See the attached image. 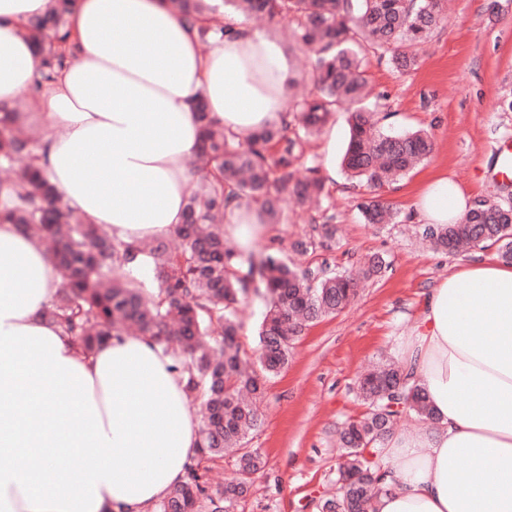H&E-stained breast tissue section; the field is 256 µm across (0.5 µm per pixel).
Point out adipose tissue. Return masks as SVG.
<instances>
[{"mask_svg": "<svg viewBox=\"0 0 512 512\" xmlns=\"http://www.w3.org/2000/svg\"><path fill=\"white\" fill-rule=\"evenodd\" d=\"M51 8L0 0V110L43 125L38 165L116 240L182 223L197 96L240 137L287 116L277 39L228 10L223 38L201 51L163 0H79L75 62L31 94L38 56L21 27ZM413 206L456 224L473 201L439 175ZM61 281L37 238L0 226V512H147L198 453L195 409L150 338L114 335L86 355L64 336L46 314ZM404 365L435 420L388 441L391 490L376 512H512V265H466L432 288Z\"/></svg>", "mask_w": 512, "mask_h": 512, "instance_id": "obj_1", "label": "adipose tissue"}]
</instances>
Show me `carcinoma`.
<instances>
[{"mask_svg":"<svg viewBox=\"0 0 512 512\" xmlns=\"http://www.w3.org/2000/svg\"><path fill=\"white\" fill-rule=\"evenodd\" d=\"M194 26L212 12L206 0H167ZM245 15L294 23L291 38L311 51L308 77L313 92L288 105L292 120L274 123L242 140L228 135L209 115L204 99L193 105L200 124L197 156L199 184L187 197L183 223L175 229L177 249L164 242L133 247L117 242L101 227L86 224L68 206L34 164L36 146L21 138L10 114L0 113V168L17 156L27 166L13 184L24 188L12 206H0V225L38 237L62 276L48 314L85 351L127 326L151 337L174 359L186 379L189 398L199 401V455L183 479L152 507V512H234L263 471L258 450L245 447L262 423L260 402L267 381L283 370L292 345L316 322L343 311L357 295V281L324 265H290L276 252L259 255L227 246L224 217L234 202L260 206L263 221H281V195L300 203L327 198L319 169L306 167L297 177L305 145L338 107L348 113L349 139L341 158L347 177L367 185L370 196L357 204L366 224L394 223L399 211L384 189L409 174L432 154L434 142L423 129L389 134L379 127L369 102L363 61L386 58L407 73L417 65L411 48L445 20L447 0H230ZM78 0H56L52 13L36 18L23 35L39 55L32 91L38 92L76 58L68 26ZM293 135H288V131ZM296 243L302 254L331 246L334 216ZM422 237L441 252L498 246L512 263V208L481 200L458 224L426 225ZM261 295L267 311L258 334L257 367L246 366L236 305L249 294ZM358 395L367 414L340 433L341 462L336 497L317 504L318 512H375L377 499L390 491L382 448L397 418L412 414L431 423L434 413L423 388L400 366L381 365L361 377ZM238 451L239 477L222 488L209 482V463L224 450Z\"/></svg>","mask_w":512,"mask_h":512,"instance_id":"cac0c4a2","label":"carcinoma"}]
</instances>
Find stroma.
<instances>
[{
	"label": "stroma",
	"mask_w": 512,
	"mask_h": 512,
	"mask_svg": "<svg viewBox=\"0 0 512 512\" xmlns=\"http://www.w3.org/2000/svg\"><path fill=\"white\" fill-rule=\"evenodd\" d=\"M415 70L400 74L370 61L367 77L380 95L394 131L428 130L432 155L385 193L399 210L397 224L362 223L356 205L365 188L346 180L340 158L349 128L345 113L308 148L329 192L338 228L335 244L318 255L339 271L358 268L374 254L386 260L376 276L361 280L344 311L305 330L287 367L268 384L263 423L250 436L266 469L236 512H317L318 498L334 488L339 463L336 438L366 407L356 381L366 367L398 362L419 322L430 288L461 265L496 259L498 249L473 248L455 255L436 252L421 239L425 222L412 201L420 184L441 172L471 194L512 206V184L493 182L494 145L512 138V0H451L446 21L418 50ZM282 223L268 225L255 251L275 249L296 259L315 213L285 198Z\"/></svg>",
	"instance_id": "35a3bbf8"
}]
</instances>
